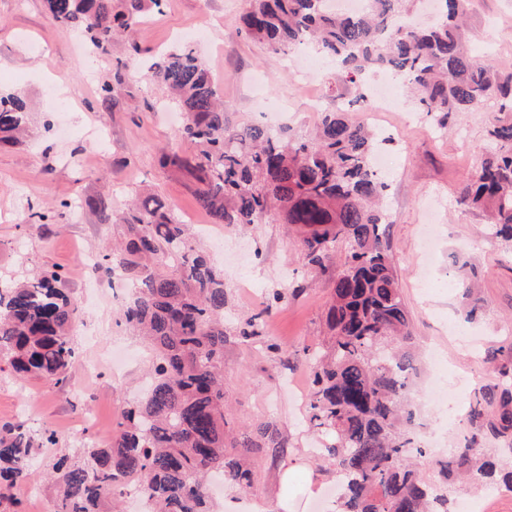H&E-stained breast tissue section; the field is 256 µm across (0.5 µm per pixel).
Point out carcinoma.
Masks as SVG:
<instances>
[{"label": "carcinoma", "mask_w": 512, "mask_h": 512, "mask_svg": "<svg viewBox=\"0 0 512 512\" xmlns=\"http://www.w3.org/2000/svg\"><path fill=\"white\" fill-rule=\"evenodd\" d=\"M162 0H44L49 18L82 29L92 50L107 52ZM241 32L274 54L303 44L339 65L352 84L367 71L390 72L415 94L418 111L445 127L459 112L492 101L512 113V71L470 52L465 18L471 0H440L430 26L413 25L415 0H366L359 14L324 7L325 0H249ZM172 94L186 121L178 138L191 154L166 149L159 162L188 174L200 206L215 224L283 220L304 229L303 258L326 269L344 248L326 315L328 346L308 352L311 392L307 417L331 443L336 474L345 477L340 512H448V495L416 469L423 454L403 398L416 373L409 318L393 261L383 246L386 223L377 207L388 188L373 164L377 140L343 109L320 113L314 138L284 127L229 126L210 71L194 49L180 44L148 66ZM29 113L17 95L0 93V142L26 132ZM490 150L461 192L464 205L489 214L495 235L512 244V119L487 130ZM123 241L98 265L121 269L136 291L123 319L154 348L151 383L124 411L104 448L62 454L52 465L57 512H105V501L131 486L150 512H210L206 480L249 490L256 473L251 452L280 448L267 425L233 435L224 414V274L190 242L174 208L153 193L139 196L122 217ZM477 272L458 278L465 319L478 310ZM77 309L52 272L0 289V360L21 376L66 380L75 359L69 329ZM259 316L238 331L262 336ZM479 386L469 401L471 432L437 462L445 484L456 481L512 489V380ZM484 442L497 445L486 455ZM50 437L21 425L0 427V486L31 475Z\"/></svg>", "instance_id": "1"}]
</instances>
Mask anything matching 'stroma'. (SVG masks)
<instances>
[{
	"instance_id": "stroma-1",
	"label": "stroma",
	"mask_w": 512,
	"mask_h": 512,
	"mask_svg": "<svg viewBox=\"0 0 512 512\" xmlns=\"http://www.w3.org/2000/svg\"><path fill=\"white\" fill-rule=\"evenodd\" d=\"M248 0H164L108 53L81 57L79 33L51 21L43 0H0V91L28 105L29 135L0 148V282L62 275L79 312L71 330L76 358L66 385L47 378H19L0 368V425L20 424L54 445L31 480L0 499V512H56L53 486L44 478L55 455L86 444L106 446L122 413L142 394L152 361L148 344L126 326L123 302L112 299L111 280L85 272L89 257L120 241L122 227L104 221L91 203L113 212L128 209L137 193L151 191L172 203L188 224L199 251L224 271V402L230 428L269 424L283 443L254 457L257 477L247 496L267 512H333L336 471L324 446L329 438L306 420L310 390L305 350H320L335 267L320 270L302 259V236L294 225L274 222L234 228L212 223L196 201L193 184L159 165L162 147L177 144L182 119L164 87L132 66V54L148 60L206 29L194 49L220 86L230 124L260 123L267 105L282 104L284 125L311 134L321 112L349 107L351 121L364 119V105L341 71L318 59L313 73L324 97L317 111L304 109L309 85L293 81L291 54H272L240 34L237 19ZM468 27L473 50L491 63L512 68V0H472ZM110 94H103L104 84ZM396 102L411 109L408 127L388 145L393 165L382 202L388 215L382 241L398 273L410 330L425 356L408 399L421 425L426 455L416 462L425 478L438 480L436 462L456 447L467 422L435 437L440 409L429 380L445 381L472 371L480 382L512 370V246L497 238L485 213L459 202L489 149L486 131L498 116L484 103L460 113L448 127L413 112L406 85ZM478 272L481 308L475 320L456 327L461 306L453 288L455 256ZM285 301L270 304L274 291ZM263 314L262 337L245 341L236 328ZM242 492L226 485L212 494L213 512H233Z\"/></svg>"
}]
</instances>
